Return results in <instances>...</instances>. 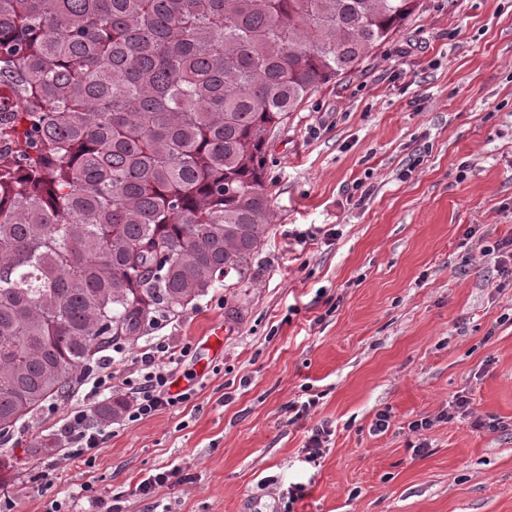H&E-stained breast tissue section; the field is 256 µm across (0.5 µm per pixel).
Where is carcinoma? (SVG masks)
<instances>
[{"label": "carcinoma", "instance_id": "1", "mask_svg": "<svg viewBox=\"0 0 512 512\" xmlns=\"http://www.w3.org/2000/svg\"><path fill=\"white\" fill-rule=\"evenodd\" d=\"M419 8L0 0V438L246 272L273 217L269 135Z\"/></svg>", "mask_w": 512, "mask_h": 512}]
</instances>
